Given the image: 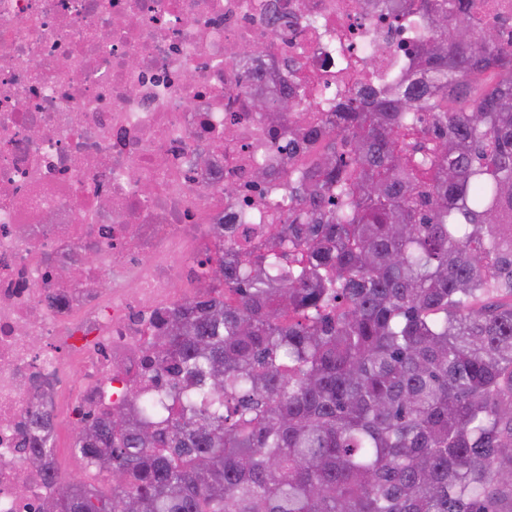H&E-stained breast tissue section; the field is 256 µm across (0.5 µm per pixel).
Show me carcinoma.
<instances>
[{
  "label": "carcinoma",
  "instance_id": "cac0c4a2",
  "mask_svg": "<svg viewBox=\"0 0 512 512\" xmlns=\"http://www.w3.org/2000/svg\"><path fill=\"white\" fill-rule=\"evenodd\" d=\"M367 7L426 30L412 66L288 128L290 160L323 141L302 214L264 252L224 228L48 512H512V41L464 0ZM288 78L245 87L263 120L304 109Z\"/></svg>",
  "mask_w": 512,
  "mask_h": 512
}]
</instances>
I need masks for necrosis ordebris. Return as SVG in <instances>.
Instances as JSON below:
<instances>
[{"label": "necrosis or debris", "mask_w": 512, "mask_h": 512, "mask_svg": "<svg viewBox=\"0 0 512 512\" xmlns=\"http://www.w3.org/2000/svg\"><path fill=\"white\" fill-rule=\"evenodd\" d=\"M421 40L361 0H0V512L57 496L45 473L72 424L139 383L223 224L259 244L287 219L288 174L321 150L282 158L289 125L316 126L355 80L405 72ZM255 46L309 92L274 126L234 64ZM36 412L56 447L33 465Z\"/></svg>", "instance_id": "obj_1"}]
</instances>
